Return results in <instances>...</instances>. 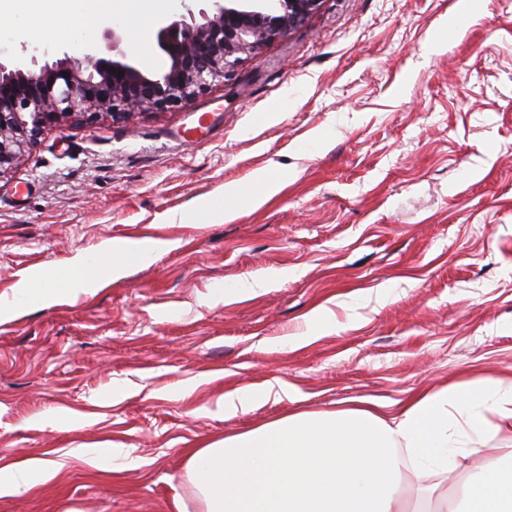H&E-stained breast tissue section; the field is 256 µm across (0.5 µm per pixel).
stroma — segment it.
I'll return each instance as SVG.
<instances>
[{
    "label": "stroma",
    "instance_id": "1",
    "mask_svg": "<svg viewBox=\"0 0 512 512\" xmlns=\"http://www.w3.org/2000/svg\"><path fill=\"white\" fill-rule=\"evenodd\" d=\"M322 0L189 105L47 127L0 176V512H199L187 452L296 413L512 378V0ZM158 70L156 0H98ZM0 0V50L62 45ZM267 171L270 200L224 187ZM141 241L121 277L45 304L20 281ZM262 294L239 291L250 277ZM282 381L288 393L263 399ZM252 411L225 417L227 391ZM37 467L27 463L15 464L11 467L0 469V488L4 483L10 490L26 489L32 482Z\"/></svg>",
    "mask_w": 512,
    "mask_h": 512
}]
</instances>
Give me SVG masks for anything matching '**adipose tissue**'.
Masks as SVG:
<instances>
[{
    "label": "adipose tissue",
    "instance_id": "obj_1",
    "mask_svg": "<svg viewBox=\"0 0 512 512\" xmlns=\"http://www.w3.org/2000/svg\"><path fill=\"white\" fill-rule=\"evenodd\" d=\"M146 253L119 242L95 263H70L59 287L32 290L46 301L89 288ZM512 429V380L486 378L467 389L451 383L414 392L388 412L351 398L298 413L194 450L187 471L201 512H403L401 480L421 478V512H512V448L439 491L430 478L453 468L457 449L486 445Z\"/></svg>",
    "mask_w": 512,
    "mask_h": 512
}]
</instances>
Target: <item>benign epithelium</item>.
I'll use <instances>...</instances> for the list:
<instances>
[{
    "instance_id": "benign-epithelium-1",
    "label": "benign epithelium",
    "mask_w": 512,
    "mask_h": 512,
    "mask_svg": "<svg viewBox=\"0 0 512 512\" xmlns=\"http://www.w3.org/2000/svg\"><path fill=\"white\" fill-rule=\"evenodd\" d=\"M160 23L154 38L167 59L147 71L119 50L121 31L104 29L103 43L80 57L44 49L0 56V176L49 126L114 122L134 111L186 106L257 53L305 23L321 0H197ZM124 72L118 76L117 72Z\"/></svg>"
}]
</instances>
